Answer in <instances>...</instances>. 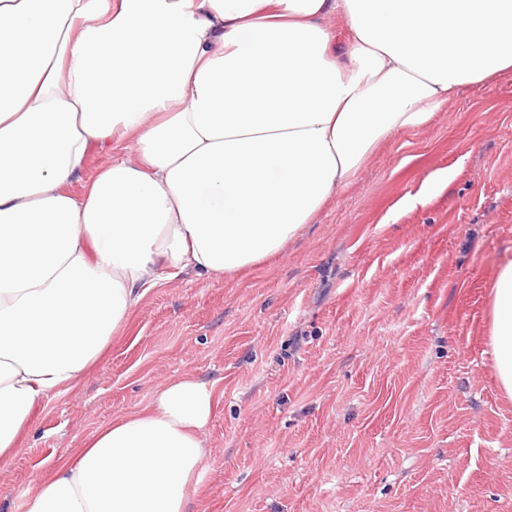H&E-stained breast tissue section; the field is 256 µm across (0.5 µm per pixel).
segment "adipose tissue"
Masks as SVG:
<instances>
[{
	"label": "adipose tissue",
	"instance_id": "1",
	"mask_svg": "<svg viewBox=\"0 0 512 512\" xmlns=\"http://www.w3.org/2000/svg\"><path fill=\"white\" fill-rule=\"evenodd\" d=\"M510 69L512 0H0V460L150 289L282 253L373 148ZM95 141L121 155L73 194ZM490 317L512 398V260ZM212 408L160 385L24 512H185Z\"/></svg>",
	"mask_w": 512,
	"mask_h": 512
}]
</instances>
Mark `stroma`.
Segmentation results:
<instances>
[{
    "label": "stroma",
    "mask_w": 512,
    "mask_h": 512,
    "mask_svg": "<svg viewBox=\"0 0 512 512\" xmlns=\"http://www.w3.org/2000/svg\"><path fill=\"white\" fill-rule=\"evenodd\" d=\"M507 258L512 70L380 144L283 254L149 291L0 462V512L187 374L214 391L188 512H512L488 312Z\"/></svg>",
    "instance_id": "35a3bbf8"
}]
</instances>
